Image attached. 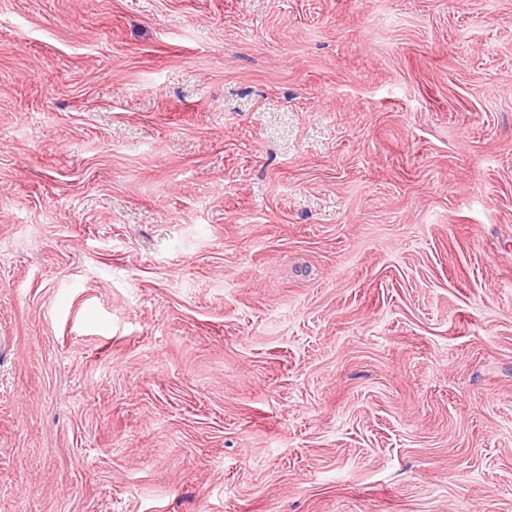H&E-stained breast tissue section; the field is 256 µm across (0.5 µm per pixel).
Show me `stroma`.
I'll return each instance as SVG.
<instances>
[{
  "instance_id": "stroma-1",
  "label": "stroma",
  "mask_w": 512,
  "mask_h": 512,
  "mask_svg": "<svg viewBox=\"0 0 512 512\" xmlns=\"http://www.w3.org/2000/svg\"><path fill=\"white\" fill-rule=\"evenodd\" d=\"M0 512H512V0H0Z\"/></svg>"
}]
</instances>
